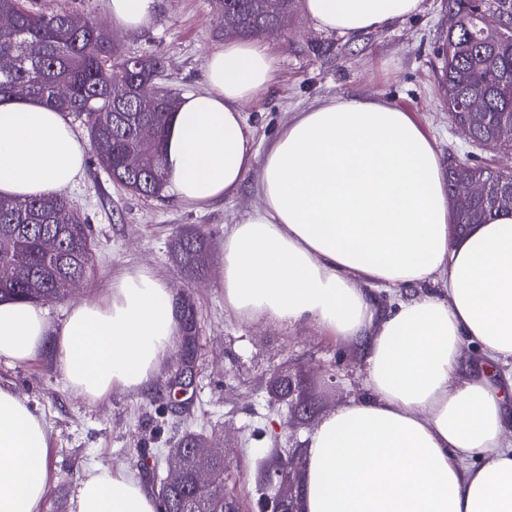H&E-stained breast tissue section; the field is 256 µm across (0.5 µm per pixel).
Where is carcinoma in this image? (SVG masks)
<instances>
[{"mask_svg":"<svg viewBox=\"0 0 512 512\" xmlns=\"http://www.w3.org/2000/svg\"><path fill=\"white\" fill-rule=\"evenodd\" d=\"M295 0H226L239 22L237 35L251 37L282 14ZM488 9L512 16V0H452L448 33L441 56L440 90L448 104V117L456 124L467 121L465 100L478 94L489 119L475 133V140L512 148V26L497 33L483 30L480 15ZM0 15L12 19L0 27V54L19 58L15 69L0 73V96H13L14 86L28 87L27 98L38 100L83 122L93 156L127 190L159 198L166 187L164 132L179 105L172 90L160 86V58L126 55L115 45L96 42V27L76 32L67 24V13L49 10L42 0H0ZM130 89L124 101L112 98V81ZM154 126L156 139H138L141 123ZM467 174L491 180L501 192L498 208H512V174H495L477 161L465 160ZM493 206L462 205L458 223L483 224ZM57 239L58 253L45 256L38 247L41 237ZM0 239L9 248L0 251V263L15 272L0 287V299L31 303L47 302L65 294L69 280L84 277L93 258L86 221L70 200L47 195L20 200L0 196ZM174 264L186 275L198 277L210 260L206 235L198 228L179 230L170 244ZM203 433L189 431L170 449L187 475L209 469L218 488L201 493L190 483L179 489L157 487L158 508L165 512H225V504L240 507L224 490V463L190 454L191 441Z\"/></svg>","mask_w":512,"mask_h":512,"instance_id":"cac0c4a2","label":"carcinoma"}]
</instances>
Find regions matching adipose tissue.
Returning a JSON list of instances; mask_svg holds the SVG:
<instances>
[{
    "label": "adipose tissue",
    "mask_w": 512,
    "mask_h": 512,
    "mask_svg": "<svg viewBox=\"0 0 512 512\" xmlns=\"http://www.w3.org/2000/svg\"><path fill=\"white\" fill-rule=\"evenodd\" d=\"M422 0H304L316 26L354 36L415 15ZM136 31L158 0H107ZM276 71L257 42L226 44L205 86L184 95L165 130L167 187L204 206L234 196L261 166L262 207L224 236V308L283 328L312 323L362 344L366 394L310 437L305 512H512V382L461 380L466 347L490 373L512 372V214L457 238L443 165L409 112L381 100L329 99L288 123L265 152L243 104ZM87 147L53 108L0 100V194L27 199L80 177ZM422 287L377 316L375 288ZM180 304L147 268L107 296L71 304L53 326L39 304L0 303V361L23 364L54 337L71 391L102 402L155 380L181 326ZM40 416L0 386V512H40L50 470ZM73 512H157L151 488L124 470L85 469Z\"/></svg>",
    "instance_id": "obj_1"
}]
</instances>
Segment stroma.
I'll use <instances>...</instances> for the list:
<instances>
[{"instance_id":"35a3bbf8","label":"stroma","mask_w":512,"mask_h":512,"mask_svg":"<svg viewBox=\"0 0 512 512\" xmlns=\"http://www.w3.org/2000/svg\"><path fill=\"white\" fill-rule=\"evenodd\" d=\"M52 9L102 26L125 52L163 60L162 81L180 94L205 85L207 56L228 37L218 0H159L151 23L124 32L112 25L106 0H48ZM448 29V0H423L421 12L381 30L347 38L317 28L295 5L282 29L260 35L277 59L273 82L243 107L258 149L300 113L339 96L381 99L407 112L435 143L442 159L473 158L494 168L512 165V153L470 146L448 121L438 84V48ZM260 167L249 172L235 196L196 209L173 194L146 198L112 180L95 158L65 195L89 221L93 265L77 288L47 303L60 325L68 305L105 296L113 278L146 267L164 278L193 320L191 333L175 336L156 380L141 392H113L90 404L65 385L54 338L33 362L0 361V386L26 399L46 423L51 481L41 512H70V498L85 468H123L156 484L166 474L163 455L187 431H201L212 445L228 447L224 485L243 512L257 497L260 461L270 448H303L324 418L363 393L366 363L361 349L339 342L312 324L291 329L252 324L224 309V234L260 206ZM195 225L211 245L203 278L187 280L171 263L168 245L180 228ZM191 384L181 387L182 366ZM334 368L337 384L325 371ZM290 373L315 405L311 418L291 416L274 395L275 377Z\"/></svg>"}]
</instances>
